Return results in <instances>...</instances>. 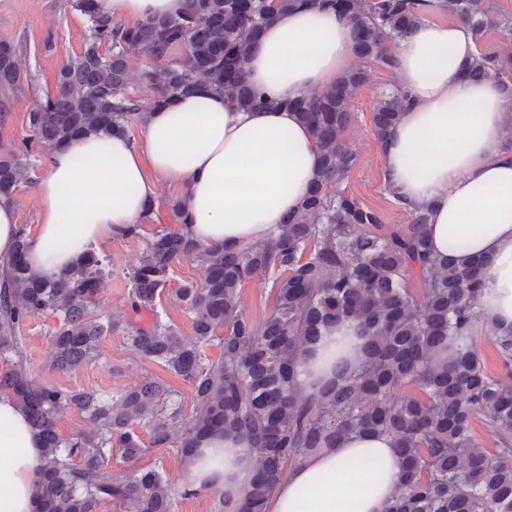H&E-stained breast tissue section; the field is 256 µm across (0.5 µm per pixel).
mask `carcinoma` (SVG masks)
Wrapping results in <instances>:
<instances>
[{"instance_id":"obj_1","label":"carcinoma","mask_w":512,"mask_h":512,"mask_svg":"<svg viewBox=\"0 0 512 512\" xmlns=\"http://www.w3.org/2000/svg\"><path fill=\"white\" fill-rule=\"evenodd\" d=\"M96 2L72 0L92 36L58 71L57 93L28 112L37 145L53 148L87 131L127 134L132 118L143 117L128 92L127 55L133 50L163 62L143 74L154 106L188 95L202 82L238 107L271 105L247 82L244 64L249 46L283 10L324 8L346 18L356 64L334 86L285 103L310 129L321 166L277 237L228 251L160 231L131 274L129 306L136 313L160 299L175 260L193 255L205 265L202 282L175 291L193 314L192 339L159 323L128 324L137 355L192 384L191 412L171 407L169 390L150 377L115 405L94 392L33 377L22 356L20 332L27 321L48 312L60 316L49 361L58 372L93 360L113 325L93 317L106 277L104 259L91 252L58 277L41 278L30 270L26 235L20 236L0 273V355L16 357L0 373V393L22 405L44 443L38 512H99L112 500L127 512H172L158 470L119 483L101 478L112 449H121L126 460L141 454L137 422L156 446L170 441L171 424L181 423L178 448L186 459L214 437L248 442L257 457L255 472L239 498L220 497L219 512H265L289 465L350 435H384L394 442L404 480L388 512H512V334H485L501 356L499 376L484 371L473 336L489 259L440 261L428 244L427 211H414L409 223L388 229L348 187L358 163L345 137L351 100L369 68L396 67L392 44L421 21L414 0H187L179 16L133 26L101 15ZM446 10L477 40L492 28L512 26L488 0H447ZM178 47L185 55L169 59ZM464 72L475 81L497 80L512 100V54L482 52ZM21 81L16 49L1 39L0 92L19 89ZM407 102L399 89L382 98L373 112L377 140L393 133ZM30 152L28 146L0 149V199L12 198ZM275 270L282 275L274 280V310L257 325L239 309L240 288ZM411 273L425 284L418 301L405 288ZM346 322L356 323L366 339L363 361L351 369L340 366L336 383L297 396L301 354L329 327ZM215 340L223 355L206 362L202 348ZM410 383L423 396L398 394ZM73 409L85 414L90 427L65 439L57 420ZM479 416L498 434L490 455L473 435Z\"/></svg>"}]
</instances>
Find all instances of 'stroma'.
I'll list each match as a JSON object with an SVG mask.
<instances>
[{
	"instance_id": "1",
	"label": "stroma",
	"mask_w": 512,
	"mask_h": 512,
	"mask_svg": "<svg viewBox=\"0 0 512 512\" xmlns=\"http://www.w3.org/2000/svg\"><path fill=\"white\" fill-rule=\"evenodd\" d=\"M11 41L17 50L22 71L21 88L0 95V147L23 148L32 133L27 115L46 96L57 90L59 69L79 55L90 38L88 23L74 10L71 0H0V39ZM397 73L372 67L369 78L351 101L352 119L346 131L351 148L359 157L350 179L351 190L369 207L377 210L389 226L409 223L410 217L393 198L385 180L383 163L373 131V113L386 90L396 86ZM47 151L30 154L27 169L19 183L14 201L18 221L25 230H33L38 222V208L33 187L46 172ZM179 190L159 183L157 199L139 236L112 241L100 252L109 260L108 275L101 294V305L95 311L98 321L112 325L102 337L98 355L92 362L69 372L49 371L51 336L60 322L55 314H43L28 321L21 332L26 362L33 374L70 389L93 391L109 398L121 393L145 377L151 376L167 386L173 404L183 410L195 406L191 385L171 374L162 364L142 359L126 339V323L133 315L128 305L129 275L138 265L149 240L159 231H177L173 208ZM205 267L198 258L189 256L175 261L169 293L163 294L154 308L141 312L142 323L161 322L179 336L192 335V315L172 294L173 288L187 281H201ZM272 277L245 281L240 290V309L254 323H262L273 311ZM143 452L134 462L125 461L120 453H112L102 468L108 481H126L139 471L162 470L173 501V512H218V497L208 488L193 487L188 464L174 440L154 446L146 428L135 425Z\"/></svg>"
}]
</instances>
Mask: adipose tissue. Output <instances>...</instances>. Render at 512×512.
Listing matches in <instances>:
<instances>
[{
  "instance_id": "ef3b65f1",
  "label": "adipose tissue",
  "mask_w": 512,
  "mask_h": 512,
  "mask_svg": "<svg viewBox=\"0 0 512 512\" xmlns=\"http://www.w3.org/2000/svg\"><path fill=\"white\" fill-rule=\"evenodd\" d=\"M187 0H97L113 20L182 14ZM422 21L394 45L398 84L409 103L380 143L386 178L403 210L427 208L440 259L490 256L478 308L481 324L512 331V101L498 81L464 75L476 57L461 22L441 18L442 0H417ZM354 64L345 20L331 10L277 13L251 46L244 68L275 107L233 106L202 85L150 108L140 143L87 133L52 149L35 185L38 224L27 261L56 277L100 245L125 238L155 198L158 183L181 190L180 231L204 246L241 250L280 234L315 179L319 152L285 101L322 91ZM354 324L329 330L297 368L299 395L313 393L337 358L360 359ZM42 442L26 411L0 395V512H36ZM192 482L230 496L248 484L255 459L244 442L215 439L188 464ZM402 480L391 438L348 437L293 464L268 512H386Z\"/></svg>"
}]
</instances>
